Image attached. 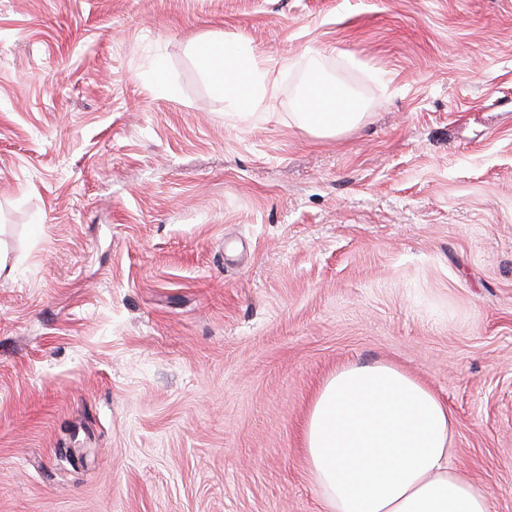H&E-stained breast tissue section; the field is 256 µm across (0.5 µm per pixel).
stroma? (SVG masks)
<instances>
[{"mask_svg": "<svg viewBox=\"0 0 512 512\" xmlns=\"http://www.w3.org/2000/svg\"><path fill=\"white\" fill-rule=\"evenodd\" d=\"M0 248V512H322L304 420L379 362L512 512V0H0ZM226 46L223 43L218 45L205 42L199 52L202 68L216 84L224 87L225 97L239 116L242 119H248L251 112L244 104L267 92L269 89L268 71L256 62L247 48L241 46L226 48ZM229 72L234 74L230 78L228 77ZM242 74L251 91L249 98L243 97L237 89L232 87L233 82L240 83ZM320 93V103L312 107L309 102L305 101L306 111L299 114L302 122L307 126L324 134H338L355 125L363 116V112H355L352 102L336 105L335 98L330 94Z\"/></svg>", "mask_w": 512, "mask_h": 512, "instance_id": "35a3bbf8", "label": "stroma"}]
</instances>
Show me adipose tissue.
I'll list each match as a JSON object with an SVG mask.
<instances>
[{"label": "adipose tissue", "instance_id": "adipose-tissue-1", "mask_svg": "<svg viewBox=\"0 0 512 512\" xmlns=\"http://www.w3.org/2000/svg\"><path fill=\"white\" fill-rule=\"evenodd\" d=\"M203 69L241 118L246 97L269 88L268 72L247 48L204 43ZM304 124L337 134L361 118L353 104L322 94ZM454 417L447 404L412 375L388 364L341 367L318 391L308 413L303 450L324 512H492L487 484L462 475L451 460Z\"/></svg>", "mask_w": 512, "mask_h": 512}]
</instances>
